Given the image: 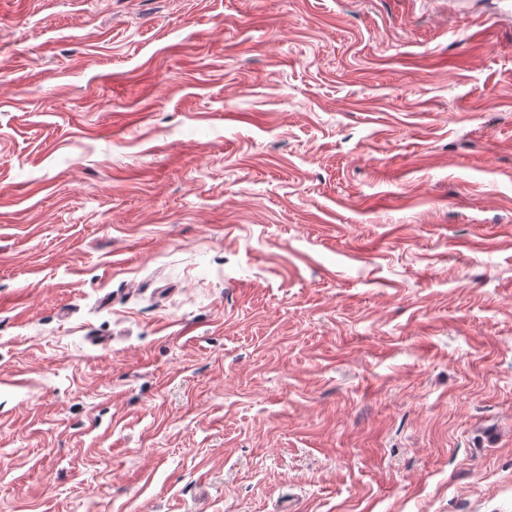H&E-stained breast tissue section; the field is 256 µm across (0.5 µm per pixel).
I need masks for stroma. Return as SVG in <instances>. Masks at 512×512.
<instances>
[{"mask_svg":"<svg viewBox=\"0 0 512 512\" xmlns=\"http://www.w3.org/2000/svg\"><path fill=\"white\" fill-rule=\"evenodd\" d=\"M0 512H512V0H0Z\"/></svg>","mask_w":512,"mask_h":512,"instance_id":"stroma-1","label":"stroma"}]
</instances>
